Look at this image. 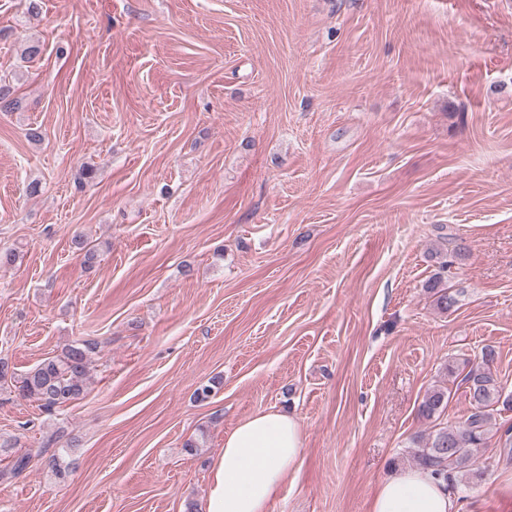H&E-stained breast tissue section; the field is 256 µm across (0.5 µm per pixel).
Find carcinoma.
Wrapping results in <instances>:
<instances>
[{
    "label": "carcinoma",
    "instance_id": "1",
    "mask_svg": "<svg viewBox=\"0 0 512 512\" xmlns=\"http://www.w3.org/2000/svg\"><path fill=\"white\" fill-rule=\"evenodd\" d=\"M452 267L453 261L442 262L439 272L424 285L434 298L436 309L444 314L456 305V298L445 283ZM98 348L99 342L92 338L79 339L65 346L59 354L45 358L20 377L17 381L19 395L39 403L48 412L83 399L90 382L89 365ZM495 357L493 348H483L481 362L463 377L465 393L472 406L465 420L441 421L451 397L448 387L436 385L426 392L418 412L435 425L433 430L420 433L412 440L411 456L417 464L433 468L438 474L450 471L468 484L483 478V470L476 460L477 451L488 444L497 407L512 410V396L503 394V387L492 370ZM69 452V448H60L50 457L51 473L59 482L65 481L71 473L70 464L63 461Z\"/></svg>",
    "mask_w": 512,
    "mask_h": 512
}]
</instances>
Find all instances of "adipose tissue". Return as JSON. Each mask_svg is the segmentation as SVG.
<instances>
[{
    "mask_svg": "<svg viewBox=\"0 0 512 512\" xmlns=\"http://www.w3.org/2000/svg\"><path fill=\"white\" fill-rule=\"evenodd\" d=\"M303 432L299 420L262 411L224 436L212 465L203 512H268L288 472L300 461ZM452 479L415 466L394 473L374 490L369 512H460Z\"/></svg>",
    "mask_w": 512,
    "mask_h": 512,
    "instance_id": "ef3b65f1",
    "label": "adipose tissue"
}]
</instances>
